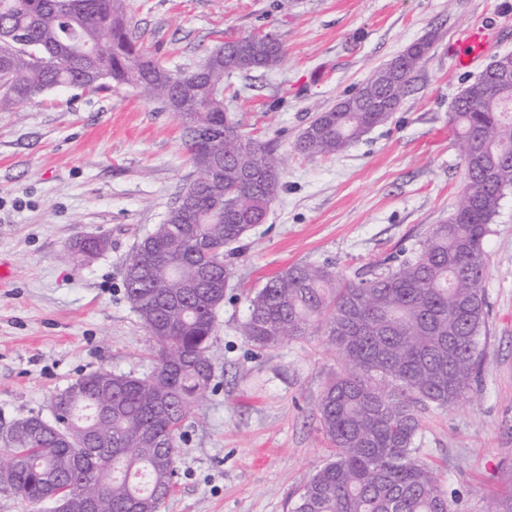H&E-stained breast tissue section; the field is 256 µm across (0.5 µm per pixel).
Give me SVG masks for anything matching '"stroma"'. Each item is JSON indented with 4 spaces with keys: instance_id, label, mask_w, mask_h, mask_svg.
I'll use <instances>...</instances> for the list:
<instances>
[{
    "instance_id": "1",
    "label": "stroma",
    "mask_w": 512,
    "mask_h": 512,
    "mask_svg": "<svg viewBox=\"0 0 512 512\" xmlns=\"http://www.w3.org/2000/svg\"><path fill=\"white\" fill-rule=\"evenodd\" d=\"M140 43L172 70H190L232 36L277 34L282 63L236 73L226 107L284 161L264 223L236 243L216 312L214 389L193 404L178 477L161 512H292L332 455L318 401L342 370L327 336L253 355L238 328L249 297L295 263L371 279L409 257L444 222L464 186L449 113L466 83L512 54V0H126ZM493 39L469 68L451 64L473 25ZM431 39L410 90L384 123L343 153L309 161L294 145L318 112L361 87L409 45ZM182 121L116 85L49 90L0 111V427L50 417L53 394L105 369L143 376L156 343L125 297L137 239L164 223L198 176ZM102 235L78 264L71 248ZM489 315L477 379L459 404L420 409L415 455L431 465L451 512H486L512 495V191L484 239ZM107 246V240L100 235L80 236L72 245L79 263L82 265L102 252Z\"/></svg>"
}]
</instances>
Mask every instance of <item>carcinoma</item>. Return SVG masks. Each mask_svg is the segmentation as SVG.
Here are the masks:
<instances>
[{"instance_id":"carcinoma-1","label":"carcinoma","mask_w":512,"mask_h":512,"mask_svg":"<svg viewBox=\"0 0 512 512\" xmlns=\"http://www.w3.org/2000/svg\"><path fill=\"white\" fill-rule=\"evenodd\" d=\"M410 45L341 104L321 112L295 150L309 160L334 156L385 122L429 52ZM284 57L276 34L238 36L191 71H172L134 36L125 0H0V110L43 92L107 81L132 85L149 102L180 115L194 165L222 163L180 191L164 223L140 238L125 266L128 302L157 343L144 377L90 373L52 398L51 417H24L0 448V493L38 512L81 483L99 512H159L173 492L187 410L214 377L215 315L232 277L225 248L264 222L278 197L280 160L224 107V81L269 70ZM507 78L488 74L463 89L450 121L458 129L465 187L448 220L433 227L410 258L359 282L325 265L297 264L249 300L239 332L258 350L317 328L344 369L318 402L333 459L304 485L294 512H449L434 468L414 457L418 406L460 402L476 378L489 305L483 241L512 188V54L498 60ZM215 132L204 151L191 130ZM503 159L487 176L468 146ZM107 240L80 236L83 264ZM80 443L91 449L71 464Z\"/></svg>"}]
</instances>
